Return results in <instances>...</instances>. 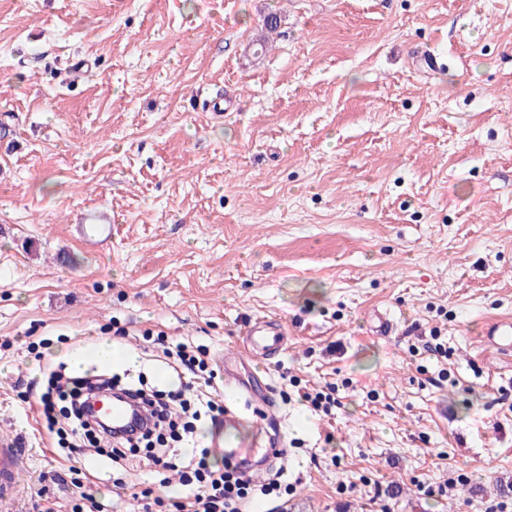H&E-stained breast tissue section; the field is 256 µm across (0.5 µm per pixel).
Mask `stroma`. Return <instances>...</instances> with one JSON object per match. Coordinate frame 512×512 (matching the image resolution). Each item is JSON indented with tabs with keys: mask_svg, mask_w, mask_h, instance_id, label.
Segmentation results:
<instances>
[{
	"mask_svg": "<svg viewBox=\"0 0 512 512\" xmlns=\"http://www.w3.org/2000/svg\"><path fill=\"white\" fill-rule=\"evenodd\" d=\"M99 209L94 249L72 226ZM256 315L287 351L225 362ZM503 318L512 0H0V435L26 450L0 512L41 489L71 512L20 382L98 372L81 339L118 328L273 388L278 419L239 406L287 512L512 507V354L482 339ZM330 386V413L300 399Z\"/></svg>",
	"mask_w": 512,
	"mask_h": 512,
	"instance_id": "1",
	"label": "stroma"
}]
</instances>
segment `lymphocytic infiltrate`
I'll use <instances>...</instances> for the list:
<instances>
[{
	"mask_svg": "<svg viewBox=\"0 0 512 512\" xmlns=\"http://www.w3.org/2000/svg\"><path fill=\"white\" fill-rule=\"evenodd\" d=\"M163 354L169 371L178 382L188 373L200 377L196 393L189 398L179 386L160 390L148 387L144 376H128L121 390L143 405L149 418L147 423L123 435L96 427L84 413L75 412L65 430L70 438L67 472L72 476V485L81 484L79 464L83 459L98 457L110 463L112 468L122 469L142 450L155 468L165 470L178 462L183 465L181 484L185 492L167 495L170 512H244L256 496L272 495L277 489L276 483L254 484L238 476L229 465L212 463L207 452L194 450L198 418L208 416L214 424L224 418V401L207 375L206 349L179 342L164 347ZM43 376L47 387L40 396V403L47 417L53 414L54 393L66 392L72 403L83 404L88 401L91 388H104L110 384L106 378L67 374L61 364L45 365ZM182 448L191 449V456L179 458L178 451Z\"/></svg>",
	"mask_w": 512,
	"mask_h": 512,
	"instance_id": "obj_1",
	"label": "lymphocytic infiltrate"
}]
</instances>
